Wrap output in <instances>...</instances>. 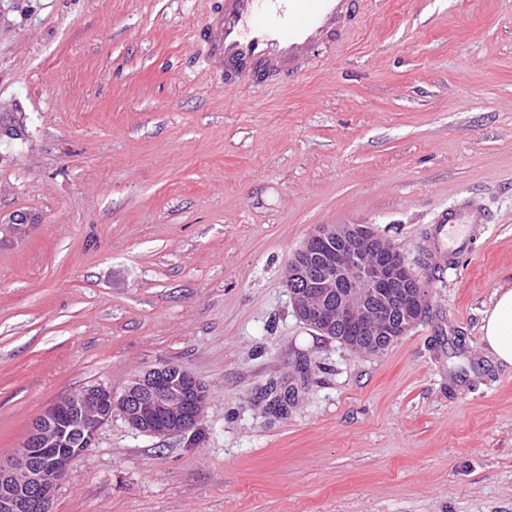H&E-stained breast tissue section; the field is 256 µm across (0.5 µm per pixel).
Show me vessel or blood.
<instances>
[{
    "mask_svg": "<svg viewBox=\"0 0 512 512\" xmlns=\"http://www.w3.org/2000/svg\"><path fill=\"white\" fill-rule=\"evenodd\" d=\"M363 0H224L205 34L224 80L259 85L297 77L320 47L359 28Z\"/></svg>",
    "mask_w": 512,
    "mask_h": 512,
    "instance_id": "1",
    "label": "vessel or blood"
}]
</instances>
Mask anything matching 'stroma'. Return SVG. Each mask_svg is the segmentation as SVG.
I'll return each instance as SVG.
<instances>
[{
    "mask_svg": "<svg viewBox=\"0 0 512 512\" xmlns=\"http://www.w3.org/2000/svg\"><path fill=\"white\" fill-rule=\"evenodd\" d=\"M222 0H0V460L85 387L174 364L202 419L121 416L50 512H512V0H367L298 78L225 83ZM469 203L471 254L437 221ZM368 224L430 289L358 353L286 285L320 226ZM482 312L481 341L499 363L512 366V288H498Z\"/></svg>",
    "mask_w": 512,
    "mask_h": 512,
    "instance_id": "stroma-1",
    "label": "stroma"
}]
</instances>
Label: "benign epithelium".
Instances as JSON below:
<instances>
[{
	"label": "benign epithelium",
	"instance_id": "1",
	"mask_svg": "<svg viewBox=\"0 0 512 512\" xmlns=\"http://www.w3.org/2000/svg\"><path fill=\"white\" fill-rule=\"evenodd\" d=\"M314 236L328 250L314 257L301 248L287 272L303 281L291 297L309 327L324 334L348 323L373 339L403 336L426 314L425 284L370 225L324 226ZM206 401L201 383L170 365L136 376L119 392L93 385L68 396L33 423L22 453L0 463V512H44L73 460L112 415L139 433L163 437L187 431Z\"/></svg>",
	"mask_w": 512,
	"mask_h": 512
}]
</instances>
